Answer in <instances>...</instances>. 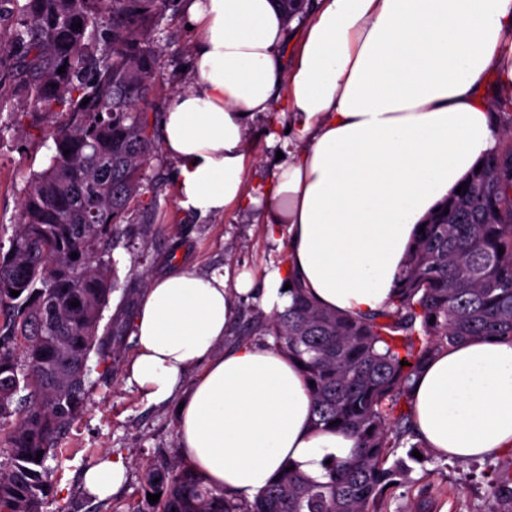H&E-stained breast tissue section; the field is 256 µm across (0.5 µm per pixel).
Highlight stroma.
<instances>
[{
  "label": "stroma",
  "instance_id": "1",
  "mask_svg": "<svg viewBox=\"0 0 512 512\" xmlns=\"http://www.w3.org/2000/svg\"><path fill=\"white\" fill-rule=\"evenodd\" d=\"M165 33L158 45L160 57L155 95L147 109L151 132L159 121L169 97L188 89L195 36L188 30L179 0H173L161 22ZM19 99L12 84H0V245L8 246L20 215L24 189L36 171L44 166L46 148L39 137L45 128L38 112L18 113ZM265 118L252 121L247 131L250 166L249 188H257L272 173L276 154L283 142L271 141ZM176 161L163 150L156 152L145 167L140 202L117 230L118 244L112 253L118 287L104 311L103 327L123 305L128 289L143 291L140 273L157 276L171 268L174 260L206 272L221 265L252 270L263 275L265 268L280 265L287 257V237L269 238L255 213L234 211L206 219L182 209L174 194ZM119 356L112 366L90 357V393L82 413L70 424L60 443L62 455L49 460L51 494L47 512H141L145 508L144 474L161 460L177 456V400L155 404L128 382L127 367L134 355L130 334L116 338ZM123 455L127 479L110 499L85 496V469L107 455ZM498 459L452 461L442 457L415 465L413 475L441 490L447 512H500L502 505L489 485Z\"/></svg>",
  "mask_w": 512,
  "mask_h": 512
}]
</instances>
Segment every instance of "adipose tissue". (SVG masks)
Masks as SVG:
<instances>
[{
    "instance_id": "1",
    "label": "adipose tissue",
    "mask_w": 512,
    "mask_h": 512,
    "mask_svg": "<svg viewBox=\"0 0 512 512\" xmlns=\"http://www.w3.org/2000/svg\"><path fill=\"white\" fill-rule=\"evenodd\" d=\"M196 32L191 86L170 96L161 145L179 170V205L198 216L260 209L288 257L262 280L222 266L176 265L150 279L131 336L128 380L152 402L200 373L177 412L179 456L215 492L247 500L284 463L323 480L351 437L320 431L298 364L258 344L219 347L242 296L267 310L298 282L322 308L377 310L396 293L420 224L501 143L489 99L512 93V0H316L293 57L277 0H187ZM266 115L287 122L288 147L257 193L245 187L246 133ZM412 413L439 456L512 451V341L474 340L433 356L414 378ZM122 459L88 468L105 499Z\"/></svg>"
}]
</instances>
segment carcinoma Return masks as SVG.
Segmentation results:
<instances>
[{
	"instance_id": "1",
	"label": "carcinoma",
	"mask_w": 512,
	"mask_h": 512,
	"mask_svg": "<svg viewBox=\"0 0 512 512\" xmlns=\"http://www.w3.org/2000/svg\"><path fill=\"white\" fill-rule=\"evenodd\" d=\"M168 5L0 0V22L13 18L0 28V66L17 93L51 118L44 137L54 145L30 178L10 247L0 253V423L9 425L10 447L0 468V512H44L46 462L84 408L90 354L112 358L99 331L116 288L114 229L141 195L156 150L146 108ZM496 107L508 119V143L431 214L399 292L382 310L322 309L294 283L291 304L256 330L301 363L314 382V425L354 438L350 457H331L324 481L283 470L252 502L208 490L175 457L145 473L147 492L160 495L148 512H382L388 484L410 482L412 467L392 456L407 447L410 460L418 461L414 449L428 458L412 424L413 376L455 344L512 339V97ZM491 485L512 512V453Z\"/></svg>"
}]
</instances>
